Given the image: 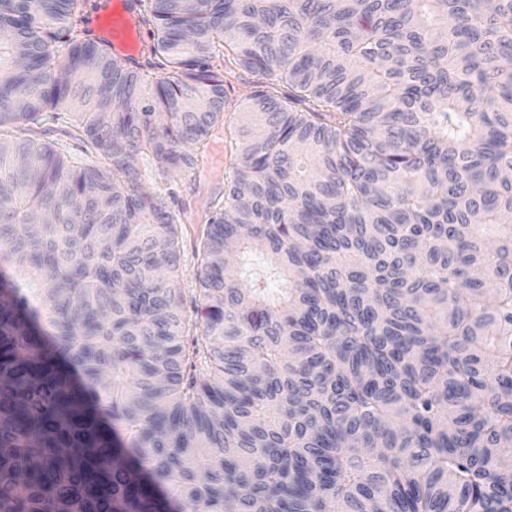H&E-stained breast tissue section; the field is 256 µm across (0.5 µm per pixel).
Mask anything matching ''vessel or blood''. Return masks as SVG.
I'll return each mask as SVG.
<instances>
[{
    "instance_id": "vessel-or-blood-1",
    "label": "vessel or blood",
    "mask_w": 512,
    "mask_h": 512,
    "mask_svg": "<svg viewBox=\"0 0 512 512\" xmlns=\"http://www.w3.org/2000/svg\"><path fill=\"white\" fill-rule=\"evenodd\" d=\"M90 40L106 45L113 56L133 66L144 64L148 33L140 19V0H111L109 10L93 16Z\"/></svg>"
}]
</instances>
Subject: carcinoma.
I'll use <instances>...</instances> for the list:
<instances>
[{
	"label": "carcinoma",
	"instance_id": "obj_1",
	"mask_svg": "<svg viewBox=\"0 0 512 512\" xmlns=\"http://www.w3.org/2000/svg\"><path fill=\"white\" fill-rule=\"evenodd\" d=\"M86 5L0 0V512H512V0ZM105 10L111 0H93ZM140 0H112L110 10L92 17L87 23L90 40L106 45L112 56L132 66L145 63L144 50L148 45V33L140 19ZM36 130L41 134V136L45 137L49 141H53L60 151L80 154L87 163H92L97 160L94 155H84L78 148L80 145L70 138L68 134L69 127L61 121H54L51 114L41 122ZM204 172V171H203ZM199 173L196 179L192 181H185L179 178L176 174H171L170 181L172 183L173 191L176 194V199L182 198L191 200L199 206L200 215L203 213V207L210 196L211 191L217 188V183L212 174L208 170L204 173ZM186 227L180 242V284L184 295L187 314L192 313L194 301L198 295V277L202 270L203 245L202 233L205 224H181Z\"/></svg>",
	"mask_w": 512,
	"mask_h": 512
}]
</instances>
